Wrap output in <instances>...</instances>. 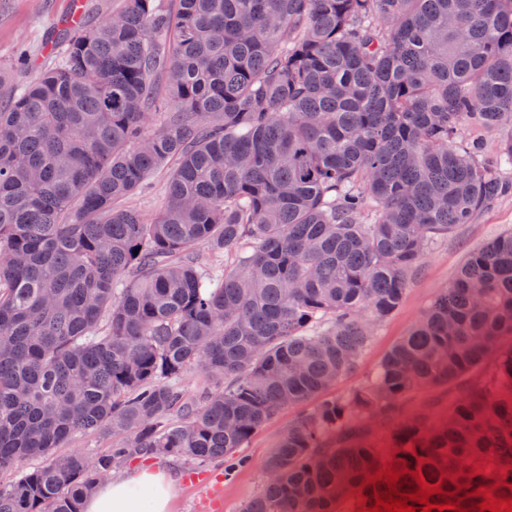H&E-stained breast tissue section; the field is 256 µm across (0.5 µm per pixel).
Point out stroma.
Instances as JSON below:
<instances>
[{
	"label": "stroma",
	"instance_id": "1",
	"mask_svg": "<svg viewBox=\"0 0 512 512\" xmlns=\"http://www.w3.org/2000/svg\"><path fill=\"white\" fill-rule=\"evenodd\" d=\"M71 9V0H0V69L14 71L17 81L34 77L46 64L42 50L45 41L57 36ZM512 230V194L504 196L481 212L473 223L459 225L448 239L427 249L420 273L410 283L399 308L383 322L371 327V341L359 370L343 377L335 386L343 393L361 386L374 372L385 353L407 334L414 322L441 288L447 286L466 255L498 235ZM458 385L423 390L402 401L391 419L374 423L371 444L388 447L390 435L404 418L420 414L428 421L441 417ZM298 414L297 408H283L249 440L240 456L247 461L234 475L224 473L220 462L201 467L202 478L190 482L188 467L173 457L138 458L120 465L117 475L152 466L179 474V490L171 512H241L262 488L264 464L276 442Z\"/></svg>",
	"mask_w": 512,
	"mask_h": 512
}]
</instances>
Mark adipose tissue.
I'll return each instance as SVG.
<instances>
[{"instance_id":"obj_1","label":"adipose tissue","mask_w":512,"mask_h":512,"mask_svg":"<svg viewBox=\"0 0 512 512\" xmlns=\"http://www.w3.org/2000/svg\"><path fill=\"white\" fill-rule=\"evenodd\" d=\"M177 488L172 473L145 467L99 483L84 499L82 512H170Z\"/></svg>"}]
</instances>
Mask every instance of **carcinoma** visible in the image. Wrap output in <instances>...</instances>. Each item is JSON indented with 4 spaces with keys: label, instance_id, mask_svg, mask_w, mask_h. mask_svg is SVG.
<instances>
[{
    "label": "carcinoma",
    "instance_id": "1",
    "mask_svg": "<svg viewBox=\"0 0 512 512\" xmlns=\"http://www.w3.org/2000/svg\"><path fill=\"white\" fill-rule=\"evenodd\" d=\"M125 2L46 42L26 84L0 71V512H82L134 455L233 472L286 406L275 478L242 512H344L385 465L469 512L480 486L512 494V231L367 384L330 393L428 243L512 192L456 143L512 127V0ZM170 161L157 217L118 206ZM491 357L445 417L369 446L368 421ZM194 365L201 405L181 388ZM77 433L114 442L57 452Z\"/></svg>",
    "mask_w": 512,
    "mask_h": 512
}]
</instances>
